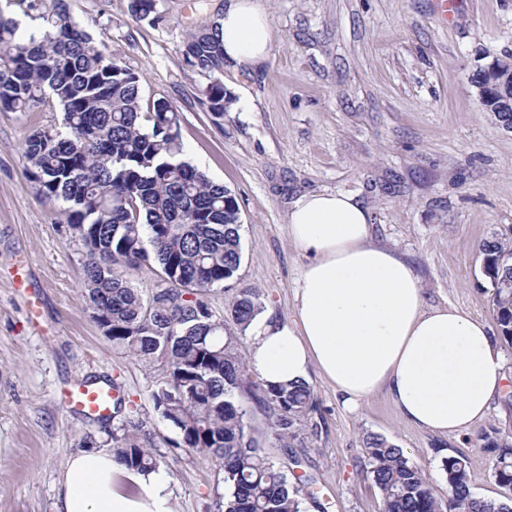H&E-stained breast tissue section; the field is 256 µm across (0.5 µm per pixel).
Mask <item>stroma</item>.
Wrapping results in <instances>:
<instances>
[{"instance_id": "35a3bbf8", "label": "stroma", "mask_w": 512, "mask_h": 512, "mask_svg": "<svg viewBox=\"0 0 512 512\" xmlns=\"http://www.w3.org/2000/svg\"><path fill=\"white\" fill-rule=\"evenodd\" d=\"M227 0H160L159 23L135 20L130 0H66L73 20L137 73L143 105L166 98L180 115L184 157L236 196L242 258L232 290L258 289L264 314L292 317L305 258L288 237L304 193L344 191L368 209L374 243L396 250L428 304H451L496 328L480 246L512 232V132L480 111L474 71L512 55V0H460L451 23L435 0H259L269 18L267 62L224 66L234 100L209 111L205 77L180 52L186 35ZM61 107L0 112V512H57L68 458L111 449L138 416L154 435L174 512H216L224 493L198 453L170 455L176 429L153 408L155 371L113 348L83 295L84 248L65 203L42 198L26 171L25 138L62 126ZM37 315H30V303ZM92 377L116 386L107 420L66 410L65 390ZM316 407L292 453L327 512H382L363 439L381 435L447 499L442 461L467 457L473 491L503 495L477 430L440 436L404 421L384 394L344 407L320 379Z\"/></svg>"}]
</instances>
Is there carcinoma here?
<instances>
[{"instance_id":"obj_1","label":"carcinoma","mask_w":512,"mask_h":512,"mask_svg":"<svg viewBox=\"0 0 512 512\" xmlns=\"http://www.w3.org/2000/svg\"><path fill=\"white\" fill-rule=\"evenodd\" d=\"M38 28L20 31L0 12V112H25L54 101L64 130L37 129L23 158L38 193L68 204L69 227L85 249L84 292L109 327L112 345L157 368L155 412L178 431L175 450L213 462L222 475L220 512H302L315 498L308 475L289 476L258 446L247 400L265 409L279 440L299 438L315 406L306 383L288 387L252 379L238 336L214 319L206 295L224 289L241 264L236 197L179 159L180 117L159 99L142 111L140 76L120 64L70 16L66 0H18ZM157 0H131L132 16L159 20ZM191 70L209 78L204 95L214 115L232 97L224 89V43L213 26L187 34L181 50ZM483 272L494 288L501 336L512 344V238L493 232L481 244ZM154 260L166 287L145 298L130 271ZM262 311L260 293L242 290L228 321L245 332ZM494 453L497 483L512 489V440L490 425L478 434ZM114 458L142 472L159 467L151 433L128 418L112 434ZM366 472L382 512H512V497L483 498L471 489L465 456L446 457L448 500L437 499L424 472L386 438H364Z\"/></svg>"}]
</instances>
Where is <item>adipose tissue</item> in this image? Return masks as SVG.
<instances>
[{"label": "adipose tissue", "mask_w": 512, "mask_h": 512, "mask_svg": "<svg viewBox=\"0 0 512 512\" xmlns=\"http://www.w3.org/2000/svg\"><path fill=\"white\" fill-rule=\"evenodd\" d=\"M224 56L257 66L272 31L258 0H228L219 19ZM288 234L306 258L293 317L253 325L249 365L271 384L319 376L346 408L385 392L409 424L456 435L484 421L505 389L504 355L487 324L432 306L410 266L371 239L367 209L350 193L298 197ZM57 512H173L168 478L82 451L64 469Z\"/></svg>", "instance_id": "obj_1"}]
</instances>
